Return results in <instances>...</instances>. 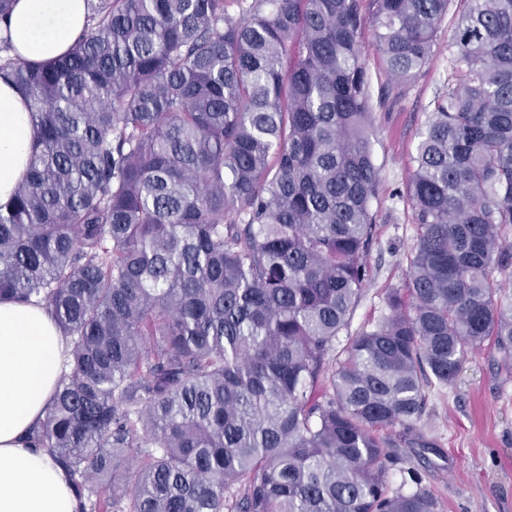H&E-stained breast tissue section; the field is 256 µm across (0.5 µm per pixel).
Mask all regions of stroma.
Returning a JSON list of instances; mask_svg holds the SVG:
<instances>
[{
  "mask_svg": "<svg viewBox=\"0 0 512 512\" xmlns=\"http://www.w3.org/2000/svg\"><path fill=\"white\" fill-rule=\"evenodd\" d=\"M450 28L443 22L433 56L402 100L374 108L377 242L368 260L369 287L339 344L381 320L385 297L406 269L417 236L407 201L409 158L432 100L448 82ZM425 395L419 429L427 445L400 444L403 464L390 468L389 491L403 490L402 470L413 467L437 498V512H512V356L490 344L469 352L453 384H429Z\"/></svg>",
  "mask_w": 512,
  "mask_h": 512,
  "instance_id": "stroma-1",
  "label": "stroma"
}]
</instances>
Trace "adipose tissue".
Listing matches in <instances>:
<instances>
[{
	"label": "adipose tissue",
	"instance_id": "ef3b65f1",
	"mask_svg": "<svg viewBox=\"0 0 512 512\" xmlns=\"http://www.w3.org/2000/svg\"><path fill=\"white\" fill-rule=\"evenodd\" d=\"M88 14L87 0H16L0 31L11 33L12 56L45 63L69 50ZM36 138L25 97L0 77V204L24 177ZM66 348L43 305L0 300V512H81L64 470L32 440Z\"/></svg>",
	"mask_w": 512,
	"mask_h": 512
}]
</instances>
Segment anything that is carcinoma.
Returning a JSON list of instances; mask_svg holds the SVG:
<instances>
[{
	"instance_id": "obj_1",
	"label": "carcinoma",
	"mask_w": 512,
	"mask_h": 512,
	"mask_svg": "<svg viewBox=\"0 0 512 512\" xmlns=\"http://www.w3.org/2000/svg\"><path fill=\"white\" fill-rule=\"evenodd\" d=\"M452 0H91L63 56H0L38 127L0 205V298L68 338L33 441L82 512H435L389 493L424 385L512 353V0H459L386 313L336 340L375 243L372 40L397 101ZM142 462L135 474L129 453Z\"/></svg>"
}]
</instances>
